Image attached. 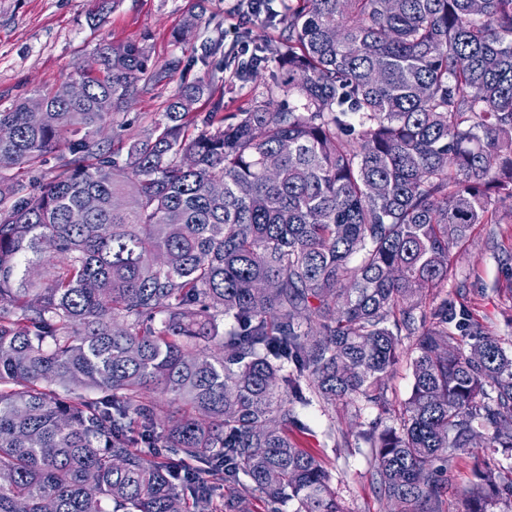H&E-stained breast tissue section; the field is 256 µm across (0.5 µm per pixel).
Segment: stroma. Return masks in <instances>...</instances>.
Instances as JSON below:
<instances>
[{
	"mask_svg": "<svg viewBox=\"0 0 512 512\" xmlns=\"http://www.w3.org/2000/svg\"><path fill=\"white\" fill-rule=\"evenodd\" d=\"M228 8L227 0H0V106L37 90L61 88L75 67L95 64L103 47L143 41L157 64L175 59L179 66L170 80L144 87L113 114L107 135L116 146L127 147L135 132L161 118L183 84L200 77L223 97L225 122H234L282 69L271 55L257 77L245 81L225 67L224 55L242 40L259 47L276 38L280 26L240 24ZM191 14L199 23L182 33ZM219 34L224 44L211 50ZM497 210L499 223L479 225L465 244L453 248V286L429 292L421 308L431 310L445 297L462 299L486 332L512 348V202H501ZM412 384L405 354L393 368L387 411L360 401L334 409L316 403L302 410L306 428L300 440L320 455L348 512H390V503L371 482L368 450L358 431L377 420L397 426Z\"/></svg>",
	"mask_w": 512,
	"mask_h": 512,
	"instance_id": "obj_1",
	"label": "stroma"
}]
</instances>
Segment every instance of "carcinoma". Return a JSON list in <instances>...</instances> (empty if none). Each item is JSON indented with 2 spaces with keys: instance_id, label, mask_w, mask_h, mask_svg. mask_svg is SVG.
I'll list each match as a JSON object with an SVG mask.
<instances>
[{
  "instance_id": "obj_1",
  "label": "carcinoma",
  "mask_w": 512,
  "mask_h": 512,
  "mask_svg": "<svg viewBox=\"0 0 512 512\" xmlns=\"http://www.w3.org/2000/svg\"><path fill=\"white\" fill-rule=\"evenodd\" d=\"M473 2L288 0L285 77L196 134L209 85L183 86L124 158L107 120L179 66L144 42L0 110V512H348L300 410L386 409L405 339L399 426L362 433L378 494L512 504L479 456L512 460V350L446 298L416 314L512 200V0Z\"/></svg>"
}]
</instances>
